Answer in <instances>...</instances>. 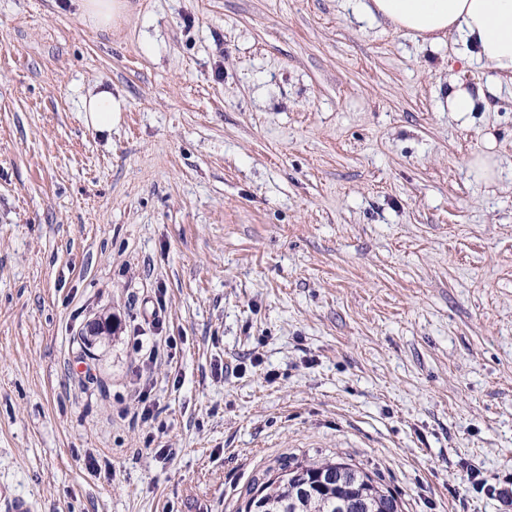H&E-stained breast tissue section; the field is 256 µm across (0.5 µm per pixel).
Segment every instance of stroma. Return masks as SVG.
I'll use <instances>...</instances> for the list:
<instances>
[{"instance_id":"35a3bbf8","label":"stroma","mask_w":512,"mask_h":512,"mask_svg":"<svg viewBox=\"0 0 512 512\" xmlns=\"http://www.w3.org/2000/svg\"><path fill=\"white\" fill-rule=\"evenodd\" d=\"M126 3L0 0V487L243 512L279 460L338 457L402 512H512V83L449 112L452 41L344 0ZM71 5L76 7L84 21L102 28L116 24L126 8L122 0H71ZM122 96H115L112 90L101 88L90 92L82 103L84 122L98 131H111L125 108ZM487 150L470 160L469 169L470 173L477 181L487 182L494 178L496 174L497 161L492 152L495 143L494 137L491 134L486 135ZM169 348V349H168ZM172 344L169 336H152L151 345L146 350L145 360L142 361L141 366H139L134 372V382L136 390H138V403L142 405L141 419L144 421L154 420L157 418V415L154 413V405L149 400L148 388L153 383V376L151 373V365L155 363L161 354H165L168 358H172ZM148 402V403H147Z\"/></svg>"}]
</instances>
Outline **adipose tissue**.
<instances>
[{
    "label": "adipose tissue",
    "mask_w": 512,
    "mask_h": 512,
    "mask_svg": "<svg viewBox=\"0 0 512 512\" xmlns=\"http://www.w3.org/2000/svg\"><path fill=\"white\" fill-rule=\"evenodd\" d=\"M359 8L432 45L452 37L462 67L476 65L512 80V0H361ZM124 108V98L110 89L92 91L82 103L84 122L111 130Z\"/></svg>",
    "instance_id": "adipose-tissue-1"
}]
</instances>
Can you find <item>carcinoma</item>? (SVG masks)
I'll return each instance as SVG.
<instances>
[{"label": "carcinoma", "mask_w": 512, "mask_h": 512, "mask_svg": "<svg viewBox=\"0 0 512 512\" xmlns=\"http://www.w3.org/2000/svg\"><path fill=\"white\" fill-rule=\"evenodd\" d=\"M344 460L323 459L312 462H279L276 475L268 473L253 482L250 494L258 501L276 506L277 512H362L354 503L356 484L351 481L336 482L339 465ZM356 476L367 482L378 494L383 505L381 512H398L399 502L394 494L378 485L363 469L352 466ZM302 474L308 480L307 492L302 493L288 483V474Z\"/></svg>", "instance_id": "cac0c4a2"}]
</instances>
